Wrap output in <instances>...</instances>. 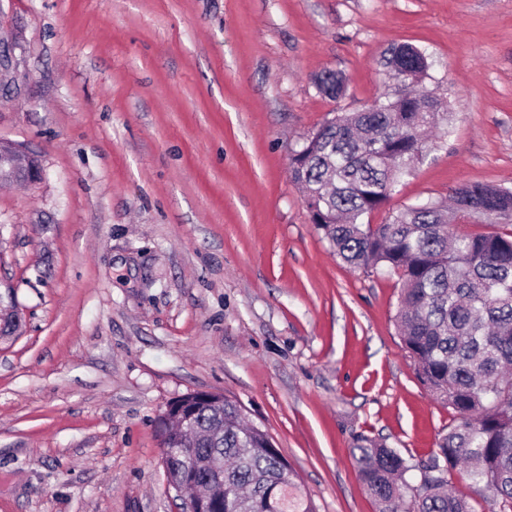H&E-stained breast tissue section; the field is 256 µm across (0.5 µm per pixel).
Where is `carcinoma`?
Listing matches in <instances>:
<instances>
[{
  "label": "carcinoma",
  "instance_id": "obj_1",
  "mask_svg": "<svg viewBox=\"0 0 512 512\" xmlns=\"http://www.w3.org/2000/svg\"><path fill=\"white\" fill-rule=\"evenodd\" d=\"M386 67L401 90L372 110L337 112L303 139L290 174L303 186L312 224L336 256L367 274L403 282L396 320L421 384L457 415L425 463L383 440L357 437L353 458L379 512H473L448 488L446 472L462 463L469 484L486 492L485 512H512V235L466 229L469 208L487 216L512 206V189L465 183L442 202L427 199L372 224L397 186L413 175L430 147L424 134H450L449 109L427 87L431 64L411 44L392 49ZM329 99L344 91L334 72L316 77ZM192 440L175 424L158 426L161 452H179L209 477L206 461L224 460V512H315L269 434L245 424L242 407L221 393L196 405ZM422 482L406 499L412 483Z\"/></svg>",
  "mask_w": 512,
  "mask_h": 512
}]
</instances>
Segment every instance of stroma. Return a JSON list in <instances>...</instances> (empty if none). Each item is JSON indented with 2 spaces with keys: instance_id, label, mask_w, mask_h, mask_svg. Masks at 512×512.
Instances as JSON below:
<instances>
[{
  "instance_id": "35a3bbf8",
  "label": "stroma",
  "mask_w": 512,
  "mask_h": 512,
  "mask_svg": "<svg viewBox=\"0 0 512 512\" xmlns=\"http://www.w3.org/2000/svg\"><path fill=\"white\" fill-rule=\"evenodd\" d=\"M403 43L453 128L374 224L512 189V0H0V140L44 172L0 183V512H179L158 418L193 391L238 402L316 512H377L358 436L435 452L456 416L403 348L400 281L337 258L289 172ZM315 85L318 91L329 99L339 98L345 87L343 78L330 71L316 77Z\"/></svg>"
}]
</instances>
